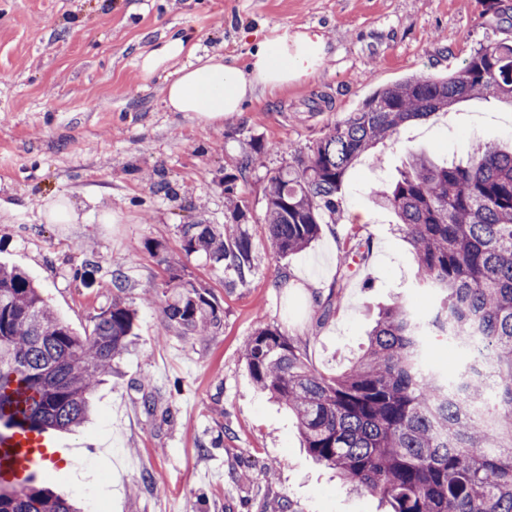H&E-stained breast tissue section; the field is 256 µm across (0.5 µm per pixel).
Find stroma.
Returning <instances> with one entry per match:
<instances>
[{"mask_svg": "<svg viewBox=\"0 0 512 512\" xmlns=\"http://www.w3.org/2000/svg\"><path fill=\"white\" fill-rule=\"evenodd\" d=\"M306 27L328 44L314 77L220 127L165 111L166 70L140 67L162 37L187 29L200 54L243 64L254 32ZM504 38L512 0H0V265L27 272L78 333L111 306L113 274L126 277L120 299L137 311L136 344L97 389L94 417L54 432L68 454L35 486L82 512H379L377 497L350 492L312 459L294 416L252 383L243 350L269 324L336 375L361 354L381 306L400 298L434 310L411 246L368 188L397 178L408 149L442 163L460 159L465 141L511 138L512 112L474 99L378 143L345 177L339 223L285 258L266 247V175L376 91L447 75ZM258 145L260 165L236 183L252 244L242 284L185 254L180 227L223 223L224 178ZM60 199L82 223L48 219ZM359 240L369 253L356 266ZM171 261L222 309L217 335L188 336L164 318Z\"/></svg>", "mask_w": 512, "mask_h": 512, "instance_id": "35a3bbf8", "label": "stroma"}]
</instances>
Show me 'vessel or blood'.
<instances>
[{"mask_svg":"<svg viewBox=\"0 0 512 512\" xmlns=\"http://www.w3.org/2000/svg\"><path fill=\"white\" fill-rule=\"evenodd\" d=\"M59 444L27 426L0 433V480L23 486L26 478L47 470L61 455Z\"/></svg>","mask_w":512,"mask_h":512,"instance_id":"obj_1","label":"vessel or blood"}]
</instances>
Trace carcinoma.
<instances>
[{
    "label": "carcinoma",
    "instance_id": "cac0c4a2",
    "mask_svg": "<svg viewBox=\"0 0 512 512\" xmlns=\"http://www.w3.org/2000/svg\"><path fill=\"white\" fill-rule=\"evenodd\" d=\"M512 106V40L481 44L446 77H409L368 98L288 168L267 177L268 245L287 257L306 249L343 207L351 165L412 121L480 96ZM224 177L225 223L183 224V250L251 272L247 206ZM410 242L418 283L439 305L427 319L394 303L380 310L362 354L344 372L310 368L277 327L258 328L244 347L249 375L296 418L304 447L389 512H512V145L483 143L466 162L436 165L409 151L391 185L370 186ZM176 297L165 318L191 336H214L219 306L169 266ZM136 312L112 299L92 332L76 334L32 279L0 267V428L71 430L134 335ZM432 336L471 349L452 382L422 363ZM0 512H79L45 488L0 483Z\"/></svg>",
    "mask_w": 512,
    "mask_h": 512
}]
</instances>
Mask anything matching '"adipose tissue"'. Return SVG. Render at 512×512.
<instances>
[{
    "mask_svg": "<svg viewBox=\"0 0 512 512\" xmlns=\"http://www.w3.org/2000/svg\"><path fill=\"white\" fill-rule=\"evenodd\" d=\"M322 33L305 28L294 36L269 34L258 38L247 64L215 56H202L192 37L166 40L145 55L141 69L151 75L174 61L182 65L170 73L161 90V103L169 112H183L193 120L219 126L225 116L243 112L259 94L307 81L327 55Z\"/></svg>",
    "mask_w": 512,
    "mask_h": 512,
    "instance_id": "obj_1",
    "label": "adipose tissue"
}]
</instances>
